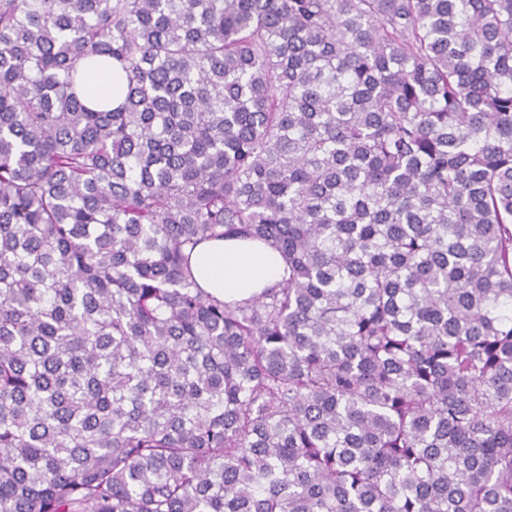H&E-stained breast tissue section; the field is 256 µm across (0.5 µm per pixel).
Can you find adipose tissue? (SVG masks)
I'll list each match as a JSON object with an SVG mask.
<instances>
[{
  "instance_id": "adipose-tissue-1",
  "label": "adipose tissue",
  "mask_w": 512,
  "mask_h": 512,
  "mask_svg": "<svg viewBox=\"0 0 512 512\" xmlns=\"http://www.w3.org/2000/svg\"><path fill=\"white\" fill-rule=\"evenodd\" d=\"M124 75L118 66L81 69V96L92 106L122 103ZM191 263L204 290L227 302H243L277 283L282 273L279 254L249 240L221 239L200 244Z\"/></svg>"
}]
</instances>
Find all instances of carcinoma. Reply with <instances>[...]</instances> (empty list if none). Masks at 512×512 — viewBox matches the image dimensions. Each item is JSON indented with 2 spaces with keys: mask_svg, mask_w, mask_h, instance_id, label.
Here are the masks:
<instances>
[{
  "mask_svg": "<svg viewBox=\"0 0 512 512\" xmlns=\"http://www.w3.org/2000/svg\"><path fill=\"white\" fill-rule=\"evenodd\" d=\"M0 512H512V0H0ZM124 74L112 64L109 70L81 64V96L91 106H118L124 99ZM112 85V90H111ZM191 263L204 290L225 302H243L280 280L282 262L268 245L221 239L200 244Z\"/></svg>",
  "mask_w": 512,
  "mask_h": 512,
  "instance_id": "cac0c4a2",
  "label": "carcinoma"
}]
</instances>
